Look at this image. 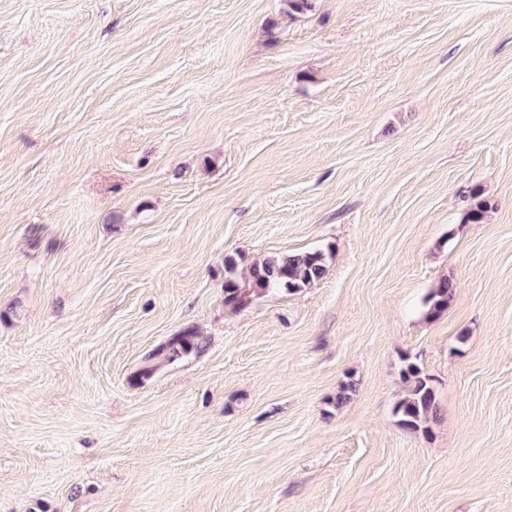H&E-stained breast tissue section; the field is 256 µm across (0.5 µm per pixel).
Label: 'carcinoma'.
I'll use <instances>...</instances> for the list:
<instances>
[{
  "label": "carcinoma",
  "instance_id": "obj_1",
  "mask_svg": "<svg viewBox=\"0 0 512 512\" xmlns=\"http://www.w3.org/2000/svg\"><path fill=\"white\" fill-rule=\"evenodd\" d=\"M224 304L243 309L255 299L270 292L295 293L320 281L327 272V256L320 250L296 254L272 255L256 260L244 272L232 257L224 260ZM454 285L444 278L426 298V317L436 319L448 308ZM190 339L175 336L162 346L158 355L173 362L189 350ZM404 395L394 405L398 423L414 432H429L430 422L436 418L439 406L434 379L411 358H404L401 369Z\"/></svg>",
  "mask_w": 512,
  "mask_h": 512
}]
</instances>
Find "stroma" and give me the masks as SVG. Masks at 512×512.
<instances>
[{"instance_id":"stroma-1","label":"stroma","mask_w":512,"mask_h":512,"mask_svg":"<svg viewBox=\"0 0 512 512\" xmlns=\"http://www.w3.org/2000/svg\"><path fill=\"white\" fill-rule=\"evenodd\" d=\"M0 512H512V0H0ZM224 304L243 309L270 292L295 293L320 281L327 272L323 251L272 255L256 260L245 272L232 257L224 260ZM454 285L451 280L444 278L438 282L435 288L426 298V317L436 319L447 309L448 301L452 295ZM401 378L404 395L395 403L393 413L402 427L427 434L439 411L434 379L410 357L404 358Z\"/></svg>"}]
</instances>
